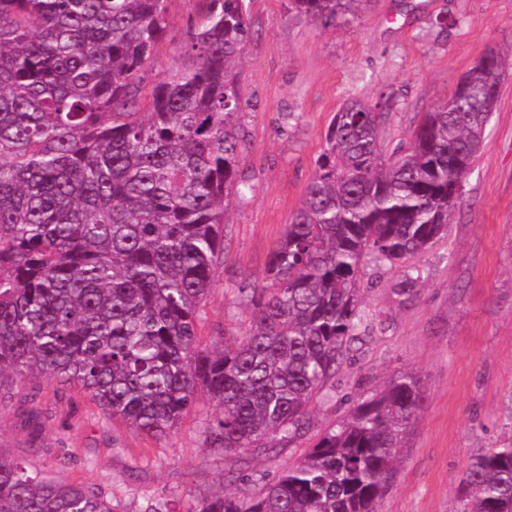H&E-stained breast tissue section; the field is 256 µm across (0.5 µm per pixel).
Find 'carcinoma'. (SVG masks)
Returning <instances> with one entry per match:
<instances>
[{
	"label": "carcinoma",
	"mask_w": 512,
	"mask_h": 512,
	"mask_svg": "<svg viewBox=\"0 0 512 512\" xmlns=\"http://www.w3.org/2000/svg\"><path fill=\"white\" fill-rule=\"evenodd\" d=\"M168 0H0V398L34 378L71 385L155 440L204 392L214 448L287 445L365 327L358 273L398 265L448 232L507 72L492 51L467 88L425 113L384 158L388 104L334 114L305 198L272 250L267 286L238 289L247 331L201 340L240 194L233 60L247 0H207L188 62L146 68ZM323 27L371 0H289ZM401 372L326 430L255 497L219 489L193 512H377L425 410ZM0 512H116L112 496L34 473L0 449ZM456 512H512V446L470 459Z\"/></svg>",
	"instance_id": "carcinoma-1"
}]
</instances>
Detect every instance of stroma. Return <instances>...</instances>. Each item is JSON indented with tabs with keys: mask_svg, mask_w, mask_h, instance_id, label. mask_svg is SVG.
Returning <instances> with one entry per match:
<instances>
[{
	"mask_svg": "<svg viewBox=\"0 0 512 512\" xmlns=\"http://www.w3.org/2000/svg\"><path fill=\"white\" fill-rule=\"evenodd\" d=\"M206 0H169L167 31L148 67L163 80L183 60L185 33ZM447 18L446 30L436 21ZM251 35L234 63L245 146L241 194L226 213L228 235L205 311L226 336L251 314L241 282L263 286L269 256L301 205L328 125L347 99L392 98L383 155L407 146L424 112L443 103L488 52L512 61V0H375L347 24L324 28L288 11V0H251ZM421 277L366 257L359 272L367 328L310 409L306 428L269 453L243 456V496L300 461L326 429L402 371L418 373L427 407L403 449L378 512H455L472 455L512 444V80L503 82L486 145L465 179L448 232L412 258ZM217 413L207 399L166 439L107 419L76 390L39 379L0 399V448L31 468L114 493L118 512H143L148 498L191 507L228 477L221 449L204 440ZM40 415L32 431L31 415Z\"/></svg>",
	"mask_w": 512,
	"mask_h": 512,
	"instance_id": "1",
	"label": "stroma"
}]
</instances>
